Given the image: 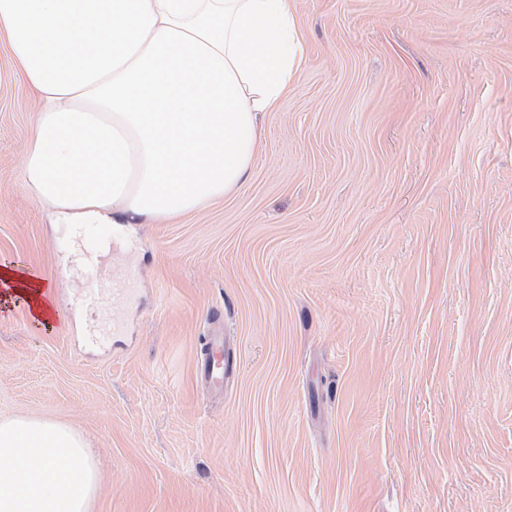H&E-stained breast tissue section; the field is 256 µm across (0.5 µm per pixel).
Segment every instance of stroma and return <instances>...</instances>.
I'll return each mask as SVG.
<instances>
[{
	"mask_svg": "<svg viewBox=\"0 0 512 512\" xmlns=\"http://www.w3.org/2000/svg\"><path fill=\"white\" fill-rule=\"evenodd\" d=\"M306 60L246 185L115 224L105 344L20 173L38 109L0 42V418L87 438L91 512H512V0H296ZM223 330L224 389L196 373ZM29 270L20 264L2 267L0 285L10 291L29 308L30 319L42 327H51L54 318L49 285L33 279Z\"/></svg>",
	"mask_w": 512,
	"mask_h": 512,
	"instance_id": "35a3bbf8",
	"label": "stroma"
}]
</instances>
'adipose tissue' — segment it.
Segmentation results:
<instances>
[{"mask_svg":"<svg viewBox=\"0 0 512 512\" xmlns=\"http://www.w3.org/2000/svg\"><path fill=\"white\" fill-rule=\"evenodd\" d=\"M299 28L293 0H0L39 103L26 190L55 224H167L240 189L302 68ZM0 287L51 325V290L24 266ZM97 487L79 434L0 420V512H90Z\"/></svg>","mask_w":512,"mask_h":512,"instance_id":"1","label":"adipose tissue"}]
</instances>
